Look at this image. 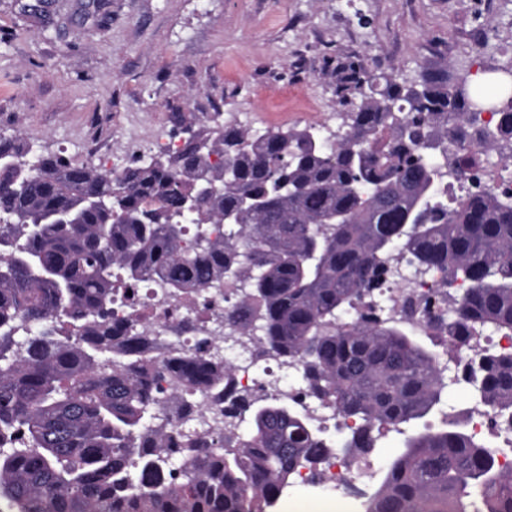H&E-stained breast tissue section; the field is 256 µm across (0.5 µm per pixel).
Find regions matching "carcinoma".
Here are the masks:
<instances>
[{
	"label": "carcinoma",
	"instance_id": "1",
	"mask_svg": "<svg viewBox=\"0 0 512 512\" xmlns=\"http://www.w3.org/2000/svg\"><path fill=\"white\" fill-rule=\"evenodd\" d=\"M338 90L360 101L331 147L308 126L252 133L213 118L180 124L177 153L140 157L116 178L0 136V215L14 217L0 224V502L17 512H271L325 451L312 398L355 421L341 440L346 465L383 433L404 435L365 512H512V469L496 467L511 443L480 441L455 420L407 433L439 410V354L374 310L343 321L403 260L456 288L448 308L427 310L432 345L456 356L475 336L512 334V192L466 175L450 208L445 189L450 163L462 173L495 152L512 164L501 153L512 97L496 82L460 94L443 67L408 84L363 63ZM479 102L498 104L491 135L448 140V122ZM203 168L217 190L199 200L189 237L178 220ZM245 196L260 205L241 207ZM144 280L177 300L234 284L224 330L257 331V356L298 363L303 395L236 393L206 340L155 350L134 295L131 315L112 320V293ZM464 378L491 425L512 424L511 353L481 350ZM209 395L224 417L250 416L248 433L173 436Z\"/></svg>",
	"mask_w": 512,
	"mask_h": 512
}]
</instances>
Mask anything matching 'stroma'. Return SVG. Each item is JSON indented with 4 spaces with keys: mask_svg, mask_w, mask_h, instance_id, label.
Returning <instances> with one entry per match:
<instances>
[{
    "mask_svg": "<svg viewBox=\"0 0 512 512\" xmlns=\"http://www.w3.org/2000/svg\"><path fill=\"white\" fill-rule=\"evenodd\" d=\"M0 0V136L125 169L179 121L337 130L349 59L415 81L512 65V0Z\"/></svg>",
    "mask_w": 512,
    "mask_h": 512,
    "instance_id": "1",
    "label": "stroma"
}]
</instances>
